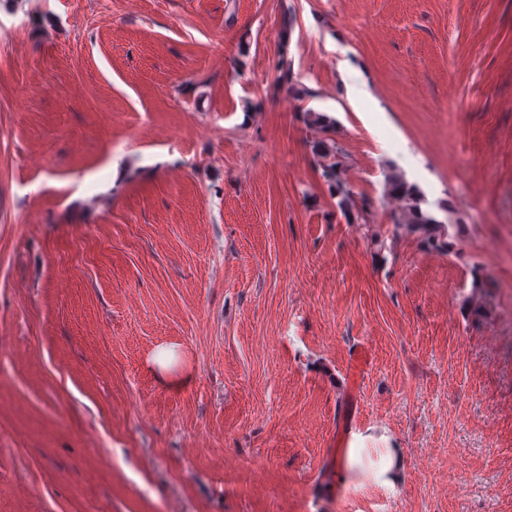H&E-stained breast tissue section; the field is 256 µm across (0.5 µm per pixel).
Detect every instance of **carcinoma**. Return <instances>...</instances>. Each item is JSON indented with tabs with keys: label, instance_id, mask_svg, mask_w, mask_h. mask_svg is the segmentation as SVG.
I'll return each instance as SVG.
<instances>
[{
	"label": "carcinoma",
	"instance_id": "1",
	"mask_svg": "<svg viewBox=\"0 0 512 512\" xmlns=\"http://www.w3.org/2000/svg\"><path fill=\"white\" fill-rule=\"evenodd\" d=\"M292 22V16H284L281 44L283 58L280 61L279 81L287 84L288 93L301 98L306 91L292 82L288 61L284 58ZM303 122L306 128L312 132V138L308 141V145L322 171V177L331 196L336 198V207L351 222L366 220L371 204L354 193L346 177L343 151L333 138L336 120L323 112L306 110L303 112ZM383 201L392 209V221L396 229L420 236L421 242L428 249L443 251L448 249L446 223L422 208L424 196L420 188L408 182L395 169L389 170L386 174Z\"/></svg>",
	"mask_w": 512,
	"mask_h": 512
}]
</instances>
